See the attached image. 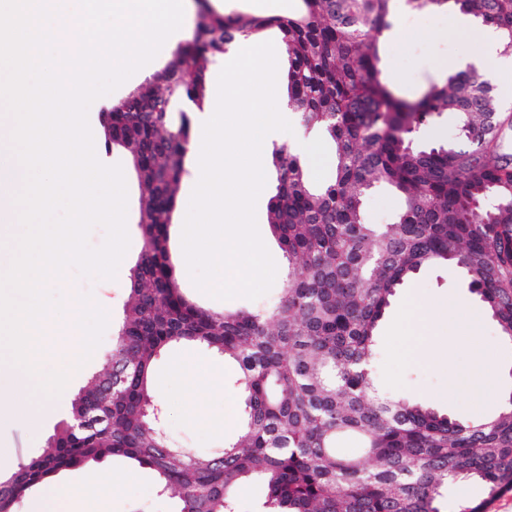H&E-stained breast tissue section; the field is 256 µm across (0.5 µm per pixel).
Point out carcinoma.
<instances>
[{"label": "carcinoma", "instance_id": "obj_1", "mask_svg": "<svg viewBox=\"0 0 512 512\" xmlns=\"http://www.w3.org/2000/svg\"><path fill=\"white\" fill-rule=\"evenodd\" d=\"M296 16L224 17L202 10L209 37L105 113L104 145L129 158L141 197L143 245L113 328L111 362L73 395L68 419L37 456L0 475V512L32 489L104 459L153 470L179 512H232L236 491L261 479L270 512H441L449 485H481L452 512H485L512 491V392L492 417L460 420L393 398L372 374L378 328L397 291L428 265H453L512 344V116L491 81L461 71L417 101L382 81L377 36L391 0H302ZM470 14L512 56V0H411ZM276 27L288 52V106L324 131L334 170L315 186L300 158L272 152L277 192L267 224L288 259L279 295L255 310L212 312L182 292L168 225L188 173L193 113L227 46ZM457 119V141L418 147L427 117ZM402 200L392 224H367V192ZM177 344L203 346L238 369L237 438L206 455L177 448L158 424L154 376ZM100 418L85 428L74 417ZM359 439L368 461L337 451Z\"/></svg>", "mask_w": 512, "mask_h": 512}]
</instances>
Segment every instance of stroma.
<instances>
[{
  "label": "stroma",
  "instance_id": "obj_1",
  "mask_svg": "<svg viewBox=\"0 0 512 512\" xmlns=\"http://www.w3.org/2000/svg\"><path fill=\"white\" fill-rule=\"evenodd\" d=\"M216 1L220 3V14L225 16L288 17L302 8V0ZM397 9L403 14L402 26L383 31L378 40L382 77L397 97L408 101L420 99L431 85L454 73L455 61L482 54L483 43L474 36L482 24L473 16L451 12L431 2L418 7L409 0H399ZM94 146L97 156L112 159L113 163L125 167L130 245L115 279L83 277L71 269L57 282L54 290L68 299L78 293L92 294L114 321L121 315L128 272L142 246L135 225L140 190L132 169L125 166L126 157L121 151L106 150L100 135L96 136ZM413 301L422 305L447 303L448 322L440 327L439 333L452 342L448 362L440 364L434 349L425 359L408 354L404 339L395 331L391 318H384L379 329L375 370L379 379L387 382L388 392L429 404L461 419L495 413L497 404H479L469 397L450 392L451 375L465 371L471 364L469 351L459 343L463 331L457 312L462 308L477 320L473 333L491 352L500 373L501 390L512 389V346L499 339L494 322L470 293L463 274L447 265L422 269L400 288L392 306L397 309ZM175 365L195 368V382L186 384L169 379V371ZM236 373L234 364L200 346L180 344L167 351L157 368L155 394L161 407L160 424L176 446L206 454L235 440L242 405L228 403L226 396L237 390ZM68 405V395H60L54 413L38 429L22 419L0 424V443L12 448L16 461L36 455L66 418ZM128 470L134 471V478L113 488L106 512H175V501L162 494L154 471L132 466L124 460L108 459L60 474L59 479L82 490L90 475L96 474L106 480L113 473Z\"/></svg>",
  "mask_w": 512,
  "mask_h": 512
}]
</instances>
